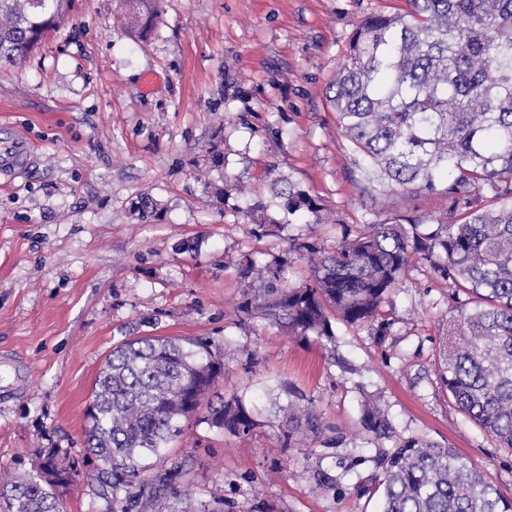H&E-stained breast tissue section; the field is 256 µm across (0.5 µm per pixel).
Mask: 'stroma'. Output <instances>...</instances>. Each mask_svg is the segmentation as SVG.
I'll return each instance as SVG.
<instances>
[{
	"mask_svg": "<svg viewBox=\"0 0 512 512\" xmlns=\"http://www.w3.org/2000/svg\"><path fill=\"white\" fill-rule=\"evenodd\" d=\"M405 0H163L154 30L117 24L119 0H76L53 37L0 65V118L35 147L36 163L0 187V470L31 472L40 452L85 453L93 383L128 336H205L231 345L216 384L257 426L235 436L189 421L166 455L187 460L193 508L224 512H379L363 494L390 449L360 424L378 399L396 433L457 448L512 499V450L498 447L448 398L439 348L453 290L428 263L394 289L385 339L336 322V347L292 340L237 309L236 262L267 263L289 238L332 249L344 227L410 219L432 231L442 196L368 186L325 89L365 15ZM155 74L144 88L145 74ZM275 167L316 198L283 235L254 238L234 184L268 200ZM153 216L134 208L141 194ZM192 251H179L181 242ZM311 407L338 437L296 434L288 403Z\"/></svg>",
	"mask_w": 512,
	"mask_h": 512,
	"instance_id": "1",
	"label": "stroma"
}]
</instances>
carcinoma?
Wrapping results in <instances>:
<instances>
[{"instance_id":"carcinoma-1","label":"carcinoma","mask_w":512,"mask_h":512,"mask_svg":"<svg viewBox=\"0 0 512 512\" xmlns=\"http://www.w3.org/2000/svg\"><path fill=\"white\" fill-rule=\"evenodd\" d=\"M75 0H0V65L22 61L59 31ZM148 33L156 0H123ZM356 170L369 184L438 193L446 221L430 232L382 220L344 230L332 251L289 240L288 253L310 262L311 282L285 280L288 258L263 266L249 254L238 310L295 339L331 344V318L390 327L385 304L413 259L428 262L466 296L456 302L440 347V379L459 411L512 449V0H406L396 12H371L326 89ZM271 199L288 218L261 220L252 234L277 236L318 201L291 178L265 172ZM224 369L206 337L128 336L95 379L85 428L99 494L112 512H183L188 493L176 478L188 461L168 463L164 448L195 417ZM291 444L298 432L322 433L311 409H283ZM204 420L234 435L256 426L242 403L209 405ZM363 428L393 449L382 477L364 489L381 512H512V499L448 444L396 435L385 411L364 402ZM156 471L152 478L150 471ZM78 463L42 456L34 474H0V512H61Z\"/></svg>"}]
</instances>
